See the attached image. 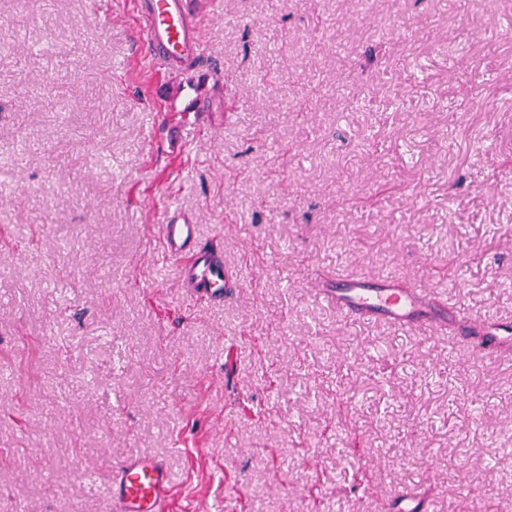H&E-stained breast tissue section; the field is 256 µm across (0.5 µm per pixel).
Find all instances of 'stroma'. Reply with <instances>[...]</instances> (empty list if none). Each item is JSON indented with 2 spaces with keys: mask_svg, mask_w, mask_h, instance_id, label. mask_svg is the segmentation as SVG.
Returning <instances> with one entry per match:
<instances>
[{
  "mask_svg": "<svg viewBox=\"0 0 512 512\" xmlns=\"http://www.w3.org/2000/svg\"><path fill=\"white\" fill-rule=\"evenodd\" d=\"M132 2L0 0V512H111L140 454L173 512H512V337L316 293L512 324V0H194L189 72ZM173 195L222 303L161 260ZM319 290L326 301L347 313L371 314L398 325L416 321L434 327L441 321V313L433 310L431 291L425 288H399L391 280L372 285L340 278L334 288Z\"/></svg>",
  "mask_w": 512,
  "mask_h": 512,
  "instance_id": "obj_1",
  "label": "stroma"
}]
</instances>
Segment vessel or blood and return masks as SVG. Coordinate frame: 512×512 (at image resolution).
Here are the masks:
<instances>
[{
	"instance_id": "1",
	"label": "vessel or blood",
	"mask_w": 512,
	"mask_h": 512,
	"mask_svg": "<svg viewBox=\"0 0 512 512\" xmlns=\"http://www.w3.org/2000/svg\"><path fill=\"white\" fill-rule=\"evenodd\" d=\"M139 38L153 68L162 70L188 57L203 54L200 21L191 0H138ZM167 258L179 264V276L210 302L224 300L225 289L236 281L224 264L221 248L203 243L192 216L177 204L169 205L159 226ZM338 310L371 314L394 324L410 321L437 326L432 295L424 288H401L393 281L372 285L351 278L337 279L335 287L321 291ZM176 478L160 460L141 456L123 463L112 476V512H164Z\"/></svg>"
}]
</instances>
